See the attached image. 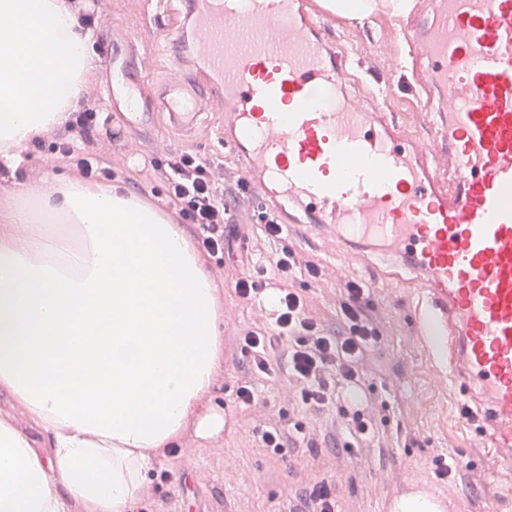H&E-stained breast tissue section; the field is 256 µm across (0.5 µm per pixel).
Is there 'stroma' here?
I'll return each instance as SVG.
<instances>
[{"label":"stroma","mask_w":512,"mask_h":512,"mask_svg":"<svg viewBox=\"0 0 512 512\" xmlns=\"http://www.w3.org/2000/svg\"><path fill=\"white\" fill-rule=\"evenodd\" d=\"M307 9L320 14L326 34L337 40L351 60L349 90L362 86L374 91L378 104L397 123L429 149L438 150L434 119L409 70L410 48L400 34L402 16L381 6L359 20L324 11L320 0H307ZM159 12L174 29L184 30V45L167 49L147 37ZM187 25L184 0H111L108 17L95 37L109 42L116 54L138 55L143 80L140 103L147 106L173 76L181 74L191 82L217 81L202 60L192 57L189 44L194 36L187 33ZM91 71L100 84L101 152L123 166L127 193L138 194L140 186L150 185L151 158L166 161L184 151L224 162L230 172H238V164L226 157L223 112L207 111L189 137L172 130L164 112L156 113L147 127L130 128L110 105L107 71L100 58H93ZM117 129L124 132L119 142L112 139ZM22 156L17 172L0 184V215L35 194L37 185L73 177L68 163L48 148L30 144ZM227 204L233 234L225 252L232 265L224 270L214 260L206 262L219 283L224 338L229 340L272 310L279 277H271L264 298L254 305L238 302L234 281L237 274L268 267L282 248L292 249L321 269L316 279L296 274L292 286L304 296L309 316L332 332L344 330L338 304L342 289L351 282L368 289L380 331L365 355L367 395L380 406L376 433L362 451H348L346 429L337 419L354 407L349 386L339 385L330 412L310 416L289 400L286 371L280 366L271 376L257 379L259 404L241 405L235 391L249 357L228 344L223 367L202 404L203 409L223 413V430L203 438L189 426L174 454L151 452L142 493L129 512H288L289 502L298 501L301 490L326 472L336 478L340 512H390L393 500L418 489L440 498L445 512H512V471L488 464L490 449L481 446L473 428L459 415L461 407L471 405V398L451 386L449 366L424 349L412 323L415 310L423 305L417 289L386 278L382 263L350 257L335 235L310 236L292 226L281 238L268 239L261 223L264 207L255 196L231 197ZM272 410L283 411L288 421L315 425L319 456L311 457L299 440L279 454L257 448L264 416ZM439 458L456 465L454 477H436L434 462Z\"/></svg>","instance_id":"stroma-1"}]
</instances>
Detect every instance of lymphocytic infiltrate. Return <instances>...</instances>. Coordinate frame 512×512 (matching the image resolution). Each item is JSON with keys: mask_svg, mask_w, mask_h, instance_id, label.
<instances>
[{"mask_svg": "<svg viewBox=\"0 0 512 512\" xmlns=\"http://www.w3.org/2000/svg\"><path fill=\"white\" fill-rule=\"evenodd\" d=\"M94 102L95 84L90 81L82 103L69 112L48 142L53 153L71 164L78 178L106 183L114 181L117 173L113 166L100 160ZM152 168L165 186L164 202L178 223L196 226L208 257L223 259L225 226L231 220L224 203L227 179L223 164L184 152L165 163L153 162ZM272 264L283 283L272 316L269 322L243 329L235 338L236 347L250 357L249 368L237 383L236 397L247 406L256 403V376L270 374L275 358L281 356L286 360L295 403L312 414L324 412L335 404L339 382L363 386L364 356L369 345L379 338L378 323L364 303V289L351 283L339 301L348 330L331 333L306 313L303 296L289 286L297 272L304 271L315 278L320 276V268L290 249L277 253ZM295 436L305 441L310 452H318V436L313 427L290 425L280 417L267 421L258 445L279 451Z\"/></svg>", "mask_w": 512, "mask_h": 512, "instance_id": "f902f5d3", "label": "lymphocytic infiltrate"}]
</instances>
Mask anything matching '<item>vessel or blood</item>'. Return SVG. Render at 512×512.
<instances>
[{"mask_svg":"<svg viewBox=\"0 0 512 512\" xmlns=\"http://www.w3.org/2000/svg\"><path fill=\"white\" fill-rule=\"evenodd\" d=\"M197 55L220 79L224 144L280 215L331 225L363 256L420 283L415 318L451 381L484 409L498 465L512 466V0H432L402 35L448 107L441 156L383 112L345 94L349 61L303 0H189ZM131 123L142 76L127 57ZM205 89L165 88L157 105L179 128Z\"/></svg>","mask_w":512,"mask_h":512,"instance_id":"1","label":"vessel or blood"}]
</instances>
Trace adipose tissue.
Segmentation results:
<instances>
[{"instance_id":"obj_1","label":"adipose tissue","mask_w":512,"mask_h":512,"mask_svg":"<svg viewBox=\"0 0 512 512\" xmlns=\"http://www.w3.org/2000/svg\"><path fill=\"white\" fill-rule=\"evenodd\" d=\"M88 33L62 0H0V164L51 131L80 99ZM213 277L160 209L66 181L0 220V390L50 439L35 451L0 417V512H129L149 451L202 411L224 359Z\"/></svg>"}]
</instances>
